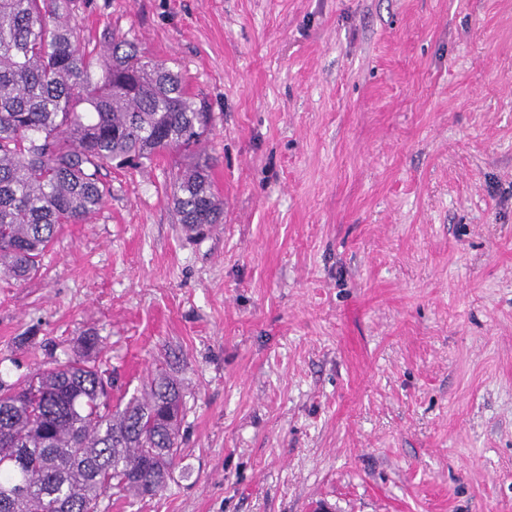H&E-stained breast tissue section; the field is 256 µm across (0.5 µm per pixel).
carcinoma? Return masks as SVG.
I'll use <instances>...</instances> for the list:
<instances>
[{"mask_svg":"<svg viewBox=\"0 0 512 512\" xmlns=\"http://www.w3.org/2000/svg\"><path fill=\"white\" fill-rule=\"evenodd\" d=\"M68 0H0V273H36L57 229L110 193L101 171L178 153L172 201L189 231L220 224L202 150L211 117L181 74L136 44L103 49L67 24ZM90 334L63 361L0 376V512H112V496L154 495L179 459L183 393L158 379L112 409L114 380Z\"/></svg>","mask_w":512,"mask_h":512,"instance_id":"cac0c4a2","label":"carcinoma"}]
</instances>
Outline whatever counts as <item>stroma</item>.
<instances>
[{
    "mask_svg": "<svg viewBox=\"0 0 512 512\" xmlns=\"http://www.w3.org/2000/svg\"><path fill=\"white\" fill-rule=\"evenodd\" d=\"M212 114L224 219L112 167L0 275V376L88 333L186 392L166 486L112 512H512V0H71Z\"/></svg>",
    "mask_w": 512,
    "mask_h": 512,
    "instance_id": "1",
    "label": "stroma"
}]
</instances>
